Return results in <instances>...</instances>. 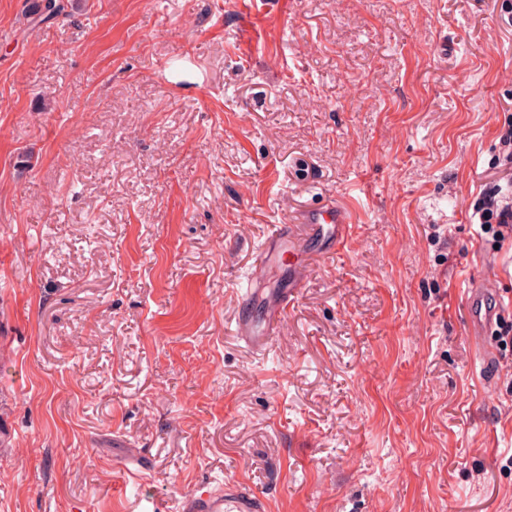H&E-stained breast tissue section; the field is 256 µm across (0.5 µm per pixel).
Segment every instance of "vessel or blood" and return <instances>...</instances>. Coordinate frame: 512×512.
<instances>
[{
    "label": "vessel or blood",
    "mask_w": 512,
    "mask_h": 512,
    "mask_svg": "<svg viewBox=\"0 0 512 512\" xmlns=\"http://www.w3.org/2000/svg\"><path fill=\"white\" fill-rule=\"evenodd\" d=\"M351 222L346 207L330 204L302 210L293 223L273 229L257 253L255 265L259 275L249 291L250 299L264 307L266 322L263 326H256L248 309H241L236 318V330L240 336L256 349H265L294 298L304 287L309 266L300 262L296 263L287 284L273 288L267 280L280 257L294 252L300 234L317 235L328 240L331 246L339 247L348 238ZM496 293L495 277L488 272L474 282L469 298L471 332L479 344L483 366L487 369L493 365V350L488 334L499 313L494 304ZM180 509L181 512H265V504L256 496L233 488L185 494L180 501Z\"/></svg>",
    "instance_id": "vessel-or-blood-1"
}]
</instances>
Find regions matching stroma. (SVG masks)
I'll return each mask as SVG.
<instances>
[{
  "label": "stroma",
  "instance_id": "35a3bbf8",
  "mask_svg": "<svg viewBox=\"0 0 512 512\" xmlns=\"http://www.w3.org/2000/svg\"><path fill=\"white\" fill-rule=\"evenodd\" d=\"M0 0V512H512L467 294L512 0ZM343 202L267 348L252 252ZM264 502L237 488H222L217 492H191L183 495L180 501L182 512H264Z\"/></svg>",
  "mask_w": 512,
  "mask_h": 512
}]
</instances>
